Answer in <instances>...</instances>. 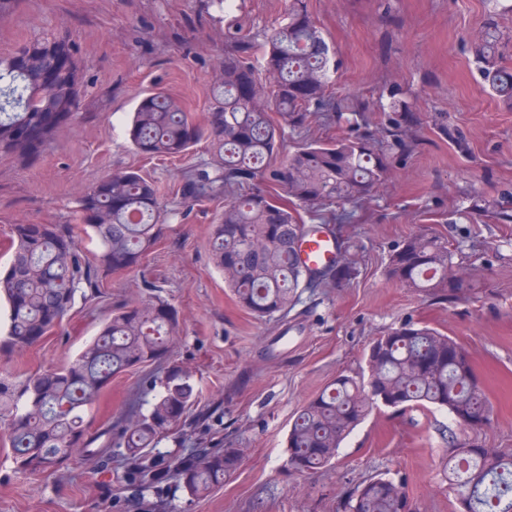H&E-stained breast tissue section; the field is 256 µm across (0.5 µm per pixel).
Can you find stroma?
<instances>
[{"label":"stroma","mask_w":512,"mask_h":512,"mask_svg":"<svg viewBox=\"0 0 512 512\" xmlns=\"http://www.w3.org/2000/svg\"><path fill=\"white\" fill-rule=\"evenodd\" d=\"M238 4L226 23L203 14L202 0H22L0 22V55L43 32L74 42L83 90L98 112L62 129L30 164L0 153V267L12 256V225L74 223L80 191L110 169H140L169 213L145 272L177 310L182 332L164 359L112 378L85 414L86 443L107 447L111 428L141 401L145 377L178 364L197 398L160 451L186 461L215 448L243 451L222 488L193 499L173 475L138 492L118 456L104 474L79 455L49 475L23 473L0 429V512H347L351 496L381 475L405 480L412 512H461L443 457L463 441L512 452V221L498 218L512 214V109L486 87L464 42L483 26L486 0H306L335 51L330 91L358 119L314 113L301 132H286L285 150L375 131L394 92L413 113L414 149L357 205L358 222L340 229L354 243L356 277L304 290L284 321L258 320L241 308L211 263V226L223 205L181 217L171 189L184 162L207 160L206 144L185 161L145 160L126 136L130 112L154 88L205 123L229 25L263 38L288 0ZM421 230L447 239L463 273L478 275V291L448 303L388 278L392 245ZM142 273L108 277L95 298L77 299L63 333L0 356V372L20 383L76 358L113 309L148 298ZM407 321L468 352L490 406L488 423L469 429L436 408H380L331 465L309 475L289 470L287 435L297 412L337 377L359 375L369 342Z\"/></svg>","instance_id":"obj_1"}]
</instances>
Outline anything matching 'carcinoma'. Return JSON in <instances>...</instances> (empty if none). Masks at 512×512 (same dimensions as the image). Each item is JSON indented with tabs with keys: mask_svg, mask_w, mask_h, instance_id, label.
I'll return each mask as SVG.
<instances>
[{
	"mask_svg": "<svg viewBox=\"0 0 512 512\" xmlns=\"http://www.w3.org/2000/svg\"><path fill=\"white\" fill-rule=\"evenodd\" d=\"M301 18L310 19L303 0H290L263 42L235 32L209 88L206 124L195 123L181 99L156 91L140 98L129 128L134 149L149 158L185 156L208 142L210 158L180 171L177 194L188 207L224 201L211 231L212 261L240 306L260 318L287 316L302 288H325L357 274L346 256L320 270L302 264L297 245L305 226L298 209L323 222L352 221L354 214L345 206L368 199L412 149L407 128L413 114L393 93L381 128L384 150L374 151L370 138L359 136L303 142L282 154L284 129L300 131L315 112L333 120L345 109L327 93L334 52L318 28L300 24ZM499 40L490 15L473 36L471 53L489 89L512 103V70L498 64ZM81 87L76 49L66 38L41 36L1 55L0 151L31 162L60 128L91 117L83 111ZM29 128L35 131L31 142L20 136ZM78 207L82 223L99 242L94 263L69 226L13 225L16 248L0 271V296L9 309L1 353L24 350L54 332L77 298L98 295L108 275L138 267L163 234L165 209L158 191L133 168L108 171L83 191ZM387 274L449 302L480 287L463 276L448 243L429 233L396 245ZM179 332L175 309L154 296L118 308L70 364L34 374L20 387L0 376V419L7 423L17 468L41 475L78 451L108 470L100 450L84 443L83 414L112 376L166 356ZM143 394L148 409L128 415L114 437V447L125 449L132 461L130 479L147 489L173 468L193 498L223 486L243 449L215 448L203 452L202 461L189 463L149 452L194 404L190 374L173 365L148 381ZM381 406L397 412L445 409L464 427L488 415L467 352L447 335L405 322L372 340L360 377L337 378L299 411L288 435L289 467L314 473L332 464L342 442ZM446 468L468 512H512L511 453L456 448ZM349 509L411 512V503L404 481L377 477L357 491Z\"/></svg>",
	"mask_w": 512,
	"mask_h": 512,
	"instance_id": "cac0c4a2",
	"label": "carcinoma"
}]
</instances>
